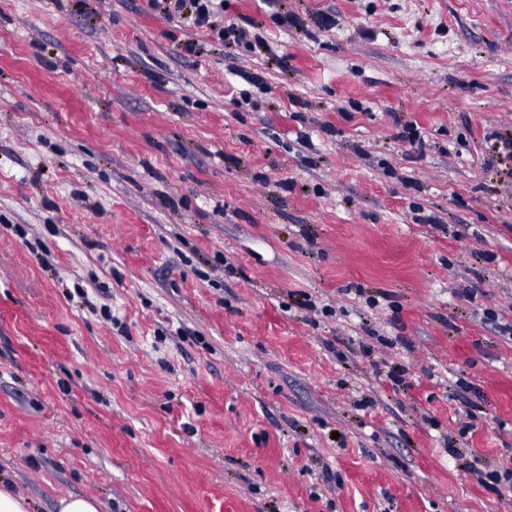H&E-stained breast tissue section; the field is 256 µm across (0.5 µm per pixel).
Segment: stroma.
I'll return each mask as SVG.
<instances>
[{"label": "stroma", "mask_w": 512, "mask_h": 512, "mask_svg": "<svg viewBox=\"0 0 512 512\" xmlns=\"http://www.w3.org/2000/svg\"><path fill=\"white\" fill-rule=\"evenodd\" d=\"M224 21L0 0V486L512 512L464 471L512 467V0Z\"/></svg>", "instance_id": "obj_1"}]
</instances>
